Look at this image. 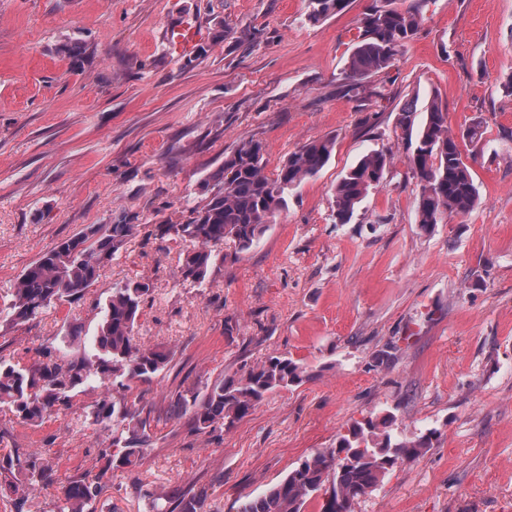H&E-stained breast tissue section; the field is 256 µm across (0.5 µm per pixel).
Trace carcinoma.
I'll return each mask as SVG.
<instances>
[{
	"mask_svg": "<svg viewBox=\"0 0 512 512\" xmlns=\"http://www.w3.org/2000/svg\"><path fill=\"white\" fill-rule=\"evenodd\" d=\"M347 0H308V19L320 22L345 8ZM422 0L404 9L390 0H374L357 21L344 80L359 96L363 82L392 66L396 56L419 29ZM399 127L408 143V161L422 184L416 221L428 228L447 213L468 214L478 201L471 168L463 161L462 147L479 141L482 122L454 132L448 113L432 102L419 128H414V105L401 109ZM335 139L304 143L288 156L271 178L266 172L265 146L246 140L224 164L202 182L208 193L205 205L191 211L185 224H162L158 236H174L192 248L180 258L182 281L200 287L208 278L217 254L226 242L236 252L249 251L267 231L277 212L287 205L288 193L319 175L330 161ZM391 157L371 151L346 171L334 187L336 222L351 221L368 191L383 183ZM135 224H93L77 236L59 243L17 277L0 307V316L14 324L37 319L64 303L80 300L108 265L135 235ZM151 294L150 283L129 280L112 289L100 307V320L92 353L77 354L76 337L66 333L56 346L31 364L0 357V408L22 422L39 425L53 412L68 409L77 390L93 384L104 389L100 399L84 412L88 424H112V443L101 451L103 464L64 486L62 498L48 512H94L93 503L107 487L108 475L118 468H134L151 447L154 433L150 414L115 400L113 393L131 391V384H152L172 363L175 351L144 347L134 328ZM310 379L300 361L289 355L273 356L206 386L204 392L179 394L177 406L191 413L198 433L229 430L250 413L269 392L297 387ZM393 416L356 421L336 447L301 460L279 482L261 495L241 502L239 512H304L307 503L322 500L320 512H354L355 503L372 492L397 464L418 458L433 446L435 432L416 438L392 434ZM53 468L42 456L18 449L0 456V497L5 512H31L33 492L52 479ZM146 512H207L208 491L200 488L175 497L174 508L165 497L147 490Z\"/></svg>",
	"mask_w": 512,
	"mask_h": 512,
	"instance_id": "1",
	"label": "carcinoma"
}]
</instances>
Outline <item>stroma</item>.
<instances>
[{
	"instance_id": "35a3bbf8",
	"label": "stroma",
	"mask_w": 512,
	"mask_h": 512,
	"mask_svg": "<svg viewBox=\"0 0 512 512\" xmlns=\"http://www.w3.org/2000/svg\"><path fill=\"white\" fill-rule=\"evenodd\" d=\"M372 3L313 23L307 0H0V295L89 225L138 227L82 300L0 319V357L32 362L70 329L92 341L98 303L135 278L153 287L139 342L176 353L142 389L153 444L113 471L97 512H144L143 490L201 487L211 512H237L353 421L387 413L395 436L437 439L354 512H512V0H427L416 37L355 97L346 34ZM185 17L204 37L179 57L164 38ZM409 100L419 122L435 101L451 129L487 124L465 149L478 203L427 229L399 128ZM325 137L330 162L251 250L224 244L202 287L183 284L187 244L155 240L156 225L204 205L201 181L242 141L265 144L272 175ZM373 150L392 157L386 178L337 223L333 189ZM389 342L395 356L379 363ZM285 353L310 380L269 393L231 430L197 433L172 412L187 387ZM99 396L85 388L38 426L0 411V454L36 452L56 472L34 512L97 469L112 430L81 415Z\"/></svg>"
}]
</instances>
